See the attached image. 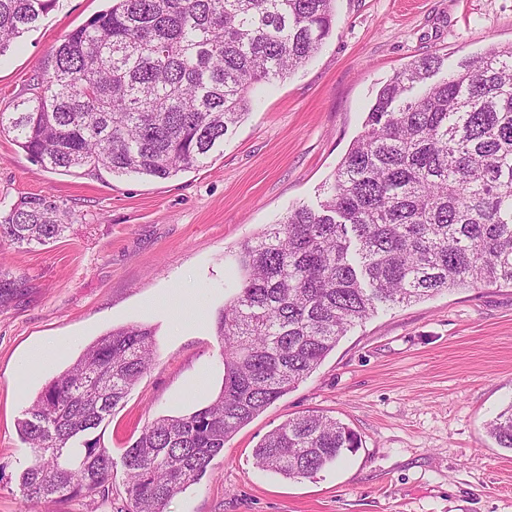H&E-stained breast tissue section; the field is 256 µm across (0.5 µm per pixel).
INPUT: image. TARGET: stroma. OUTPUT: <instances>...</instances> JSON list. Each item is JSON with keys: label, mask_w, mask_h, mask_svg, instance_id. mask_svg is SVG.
I'll list each match as a JSON object with an SVG mask.
<instances>
[{"label": "stroma", "mask_w": 512, "mask_h": 512, "mask_svg": "<svg viewBox=\"0 0 512 512\" xmlns=\"http://www.w3.org/2000/svg\"><path fill=\"white\" fill-rule=\"evenodd\" d=\"M107 6L57 0L1 55L0 112L29 97L65 35ZM334 9L336 26L308 64L262 87L244 120L176 176L54 172L0 133V205L49 192L74 220L46 245L0 241V270L25 280L0 307V512H119L125 448L155 419L190 414L221 391L215 321L236 292L239 245L294 205L319 206L379 88L407 64L512 43V0H335ZM130 325L153 330L156 353L96 430L114 461L111 502L28 503L21 475L32 450L19 419L87 346ZM45 345L57 348L53 362L21 372ZM511 403L512 285L384 308L241 428L167 512H512V450L486 432ZM312 413L349 426L360 448L311 478L259 468L264 438Z\"/></svg>", "instance_id": "1"}]
</instances>
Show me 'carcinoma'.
Returning a JSON list of instances; mask_svg holds the SVG:
<instances>
[{"label":"carcinoma","mask_w":512,"mask_h":512,"mask_svg":"<svg viewBox=\"0 0 512 512\" xmlns=\"http://www.w3.org/2000/svg\"><path fill=\"white\" fill-rule=\"evenodd\" d=\"M57 0H0V55ZM335 0H112L73 29L35 93L0 112V132L46 169L166 179L199 164L250 111L261 83L304 66L329 36ZM427 55L377 92L320 209L298 206L237 253L238 293L216 323L224 384L209 405L163 416L126 448L120 512H167L254 417L313 373L381 305L443 290L512 285V44L431 82ZM71 211L51 194L0 210L18 247L61 238ZM23 282L0 270V307ZM155 356L141 325L100 337L18 423L33 457L26 500L112 497L113 461L93 436ZM512 450V404L487 424ZM361 445L334 418H290L257 464L310 478Z\"/></svg>","instance_id":"obj_1"}]
</instances>
